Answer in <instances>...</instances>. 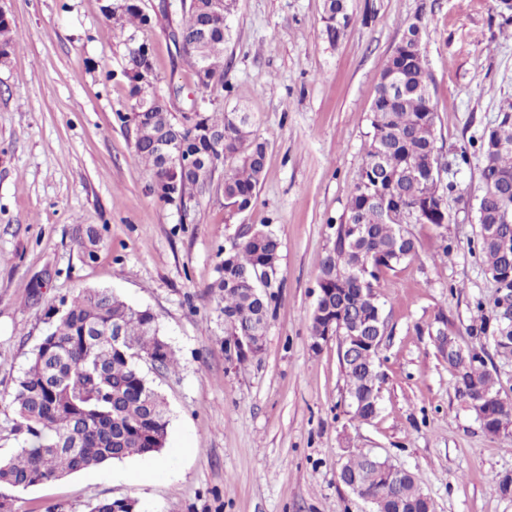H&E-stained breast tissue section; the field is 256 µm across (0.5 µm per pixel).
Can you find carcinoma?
I'll return each mask as SVG.
<instances>
[{
	"instance_id": "cac0c4a2",
	"label": "carcinoma",
	"mask_w": 512,
	"mask_h": 512,
	"mask_svg": "<svg viewBox=\"0 0 512 512\" xmlns=\"http://www.w3.org/2000/svg\"><path fill=\"white\" fill-rule=\"evenodd\" d=\"M208 0H190L187 18L178 28L192 35L208 18L215 49L210 68L196 74L197 90L205 97L224 85V15L209 16ZM325 33L335 42L351 22L349 0H325ZM148 18L130 6L121 27L143 28ZM422 35L407 26L389 56L382 75H400L402 92L395 96L378 84L371 107L372 134L358 180L349 189L346 219L336 230L333 247L324 257L318 277L316 305L326 316L311 317V334L336 330V309L372 317L379 306L374 291L382 273L413 256L417 246L410 224H446L438 199L456 191L450 181L446 193L434 198L420 179L436 155V112L431 78L416 42ZM21 37L0 20V47L12 54ZM133 131V147L148 165L159 199L187 208V202L209 189L211 179L182 174L171 168L157 151L167 138L177 141L183 153L211 158L213 170H224V206L234 213L248 210L260 184L266 144L251 138L248 112H188L176 118L167 98L152 89L147 104L135 101L130 112L118 114ZM224 133L223 142L213 132ZM485 190L478 209L477 246L486 273L507 294L512 291V102L501 106L497 123L480 139ZM361 224L363 231L353 232ZM497 224L496 236L484 233ZM99 242L88 225L79 231L77 245L92 261ZM279 240L270 231L248 229L238 236L213 284L222 304L230 336L266 335L275 293L256 295L252 288L263 282L271 288L278 273ZM55 317L42 337L10 396L15 432L27 435L26 445L13 458L0 461V486L16 491L62 479L74 472L96 468L133 456H154L165 447L169 419L162 395L141 373L138 363L152 359L167 370L175 363L173 350L160 337L155 315L128 304L108 290L83 289L62 310L49 309ZM120 323L134 348L112 349L108 333ZM97 341L87 343L89 328ZM356 366L342 362L348 397L356 400L354 417L367 421L378 408L376 394L381 377L377 351L366 357L353 355ZM459 395L477 412L483 430L512 443V402L500 396L497 379L485 362L474 363L462 354L448 356ZM341 476L361 482L365 494L375 498L380 512H427L425 495L413 477L401 470L398 481L371 469L364 455L350 458ZM128 497L98 502L91 512H136Z\"/></svg>"
}]
</instances>
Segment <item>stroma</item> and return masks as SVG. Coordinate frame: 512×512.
I'll return each instance as SVG.
<instances>
[{
    "label": "stroma",
    "mask_w": 512,
    "mask_h": 512,
    "mask_svg": "<svg viewBox=\"0 0 512 512\" xmlns=\"http://www.w3.org/2000/svg\"><path fill=\"white\" fill-rule=\"evenodd\" d=\"M109 2L0 0L23 38L0 63V459L20 448L9 400L49 331L47 309L84 288L111 289L156 316L177 364L140 369L165 400L168 440L157 457L11 491L16 512H91L121 497L138 512H371L339 479L364 453L410 471L435 512H512L494 484L512 476V447L485 433L459 396L440 342L445 334L479 351L512 400V358L471 334L478 304L497 293L472 251L481 156L458 163L512 101V21L498 0H350L354 20L334 44L324 0H235L224 45L230 88L214 89L212 106L250 112L267 152L253 205L234 215L220 171L189 213L156 195L119 120L131 105L128 34L108 20ZM142 3L151 23L137 38L156 87L173 114L191 111L195 69L174 45L182 0ZM416 20L439 163L458 191L446 198L449 224L411 225L416 255L376 284L384 382L377 415L361 421L348 407L340 340L314 348L311 316L321 261L361 171L380 74ZM80 224L101 232L95 260L77 246ZM264 224L280 241L276 301L263 353L240 362L224 351L212 284L238 233ZM48 267L55 276L42 304H27L28 285Z\"/></svg>",
    "instance_id": "obj_1"
}]
</instances>
